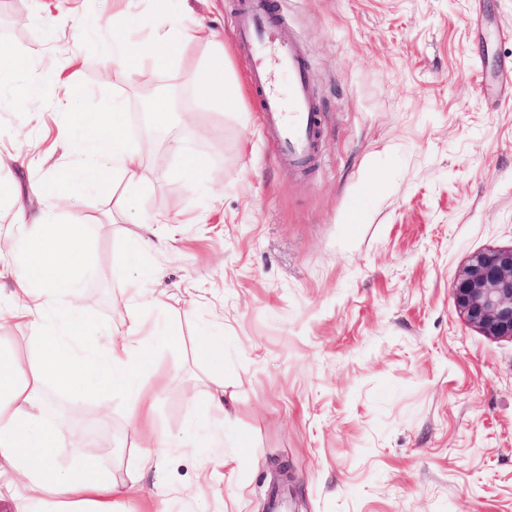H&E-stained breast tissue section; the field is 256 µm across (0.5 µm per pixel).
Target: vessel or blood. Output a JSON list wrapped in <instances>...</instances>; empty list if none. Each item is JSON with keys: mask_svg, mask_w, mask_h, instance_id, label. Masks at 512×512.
Segmentation results:
<instances>
[{"mask_svg": "<svg viewBox=\"0 0 512 512\" xmlns=\"http://www.w3.org/2000/svg\"><path fill=\"white\" fill-rule=\"evenodd\" d=\"M236 35L251 60L249 82L257 93L263 124L277 138L279 157L295 169L308 168L316 154L321 116L298 43L280 37L265 0H240ZM282 71L290 79L285 91L276 80Z\"/></svg>", "mask_w": 512, "mask_h": 512, "instance_id": "b4317fda", "label": "vessel or blood"}]
</instances>
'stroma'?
Returning a JSON list of instances; mask_svg holds the SVG:
<instances>
[{
    "instance_id": "stroma-1",
    "label": "stroma",
    "mask_w": 512,
    "mask_h": 512,
    "mask_svg": "<svg viewBox=\"0 0 512 512\" xmlns=\"http://www.w3.org/2000/svg\"><path fill=\"white\" fill-rule=\"evenodd\" d=\"M188 4L223 41L224 66L203 41L172 44L161 66L109 63L113 28L134 20L143 42L172 30L173 0H68L51 28L41 0H0V51L31 61L30 79L80 58L69 110L13 104L0 83V231L87 211L85 342L133 314L181 338L148 343L140 367L159 394L153 424L175 442L159 468L132 467L121 395L105 428L99 400L85 403L81 427L108 441L92 454L144 499L163 494L167 512H263L282 464L287 512H512V340L470 325L453 289L471 256L512 246V84L498 80L512 0H278L322 115L305 171L279 160L261 125L237 0ZM214 68L241 91L223 109L196 83ZM161 89L176 97L146 120ZM114 102L143 157L137 224L114 206L118 180L85 210L74 173L91 157L65 137L77 113ZM183 148L206 168L191 182ZM131 276L163 306L132 308L116 288ZM206 329L224 339L221 362L198 355ZM219 381L222 420L208 408Z\"/></svg>"
}]
</instances>
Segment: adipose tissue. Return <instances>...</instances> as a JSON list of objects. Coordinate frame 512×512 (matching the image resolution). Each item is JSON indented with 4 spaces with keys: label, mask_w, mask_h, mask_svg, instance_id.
<instances>
[{
    "label": "adipose tissue",
    "mask_w": 512,
    "mask_h": 512,
    "mask_svg": "<svg viewBox=\"0 0 512 512\" xmlns=\"http://www.w3.org/2000/svg\"><path fill=\"white\" fill-rule=\"evenodd\" d=\"M13 103L37 97L42 88L60 94L68 106L77 85L74 75L47 69L39 83L27 81L28 63L11 58ZM90 153L92 162L80 174L91 187L121 176L129 192L142 181V155L129 146L124 135L120 106L99 116H84L73 132ZM117 200L128 212L130 199ZM85 226L80 219L66 224L33 222L23 237L1 241L8 255L18 258L12 285L0 298V332L21 322L38 325L40 362L23 370L15 357L0 350V501L10 500L17 512H117L132 490L112 479L110 465L86 454L84 435L64 430L48 411V383L66 393L72 419L83 416L89 395L131 396V418L138 423L136 468L158 465L172 442L151 425L156 396L140 389L139 374L147 343L144 326L131 320L118 335L103 332L96 346L81 340L85 314L75 299L78 284L69 269L84 261Z\"/></svg>",
    "instance_id": "adipose-tissue-1"
}]
</instances>
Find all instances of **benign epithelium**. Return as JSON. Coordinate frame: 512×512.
<instances>
[{
	"mask_svg": "<svg viewBox=\"0 0 512 512\" xmlns=\"http://www.w3.org/2000/svg\"><path fill=\"white\" fill-rule=\"evenodd\" d=\"M457 306L488 336L512 339V247L472 257L454 281Z\"/></svg>",
	"mask_w": 512,
	"mask_h": 512,
	"instance_id": "7a95c632",
	"label": "benign epithelium"
}]
</instances>
